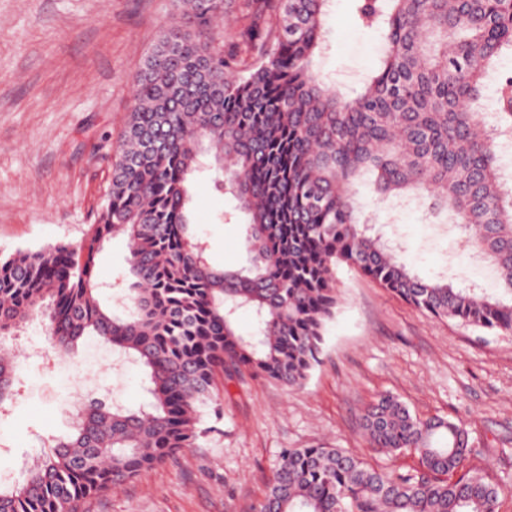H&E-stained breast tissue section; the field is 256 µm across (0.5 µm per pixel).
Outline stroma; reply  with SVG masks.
<instances>
[{
    "label": "stroma",
    "instance_id": "stroma-1",
    "mask_svg": "<svg viewBox=\"0 0 512 512\" xmlns=\"http://www.w3.org/2000/svg\"><path fill=\"white\" fill-rule=\"evenodd\" d=\"M174 10L172 0H0V257L81 241L104 200L133 80ZM381 48L379 33L357 23L354 0H333L316 69L349 92ZM214 178L207 167L195 174L192 221L211 265L238 269L249 262L246 217ZM374 221L398 236L421 277L444 270L461 287L494 285L495 271L421 208H381ZM128 254L117 236L98 256L99 280L111 287L105 303L121 293ZM337 286L341 307L302 385L247 375L227 382L223 413L204 411L196 447L86 500L81 512H253L285 448H342L372 467L407 472L414 453L390 456L366 441L361 416L381 394L417 417L460 424L471 465L512 486V336L434 318L348 267ZM29 341L40 352L22 359L15 405L0 414V481L9 484L23 481L49 440L71 432L73 382L133 410L148 400L136 364L108 371L110 346L89 340L62 361L37 321L13 344Z\"/></svg>",
    "mask_w": 512,
    "mask_h": 512
}]
</instances>
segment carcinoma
Here are the masks:
<instances>
[{"mask_svg":"<svg viewBox=\"0 0 512 512\" xmlns=\"http://www.w3.org/2000/svg\"><path fill=\"white\" fill-rule=\"evenodd\" d=\"M175 0L182 22L144 57L119 134L111 179L79 244L0 259V412L12 403L18 356L5 339L41 317L72 358L87 337L145 371L137 411L97 400L55 440L25 482L0 488V512H78L79 503L165 463L221 413L216 384L247 372L299 386L320 361L341 305L337 272L354 268L440 319L512 336V186L501 133L512 131V0H355L383 33L379 66L352 96L316 72L331 0ZM497 78V108L479 112ZM210 156L248 221L246 270L213 267L192 232L190 175ZM402 204L448 215L497 272L496 287L424 280L396 256L359 198L364 177ZM129 245V314L102 300L97 258ZM250 310L252 334L237 332ZM371 447L414 452L406 473L375 469L340 448H288L254 512H499L503 486L468 465L464 429L421 420L385 394L363 415Z\"/></svg>","mask_w":512,"mask_h":512,"instance_id":"obj_1","label":"carcinoma"}]
</instances>
